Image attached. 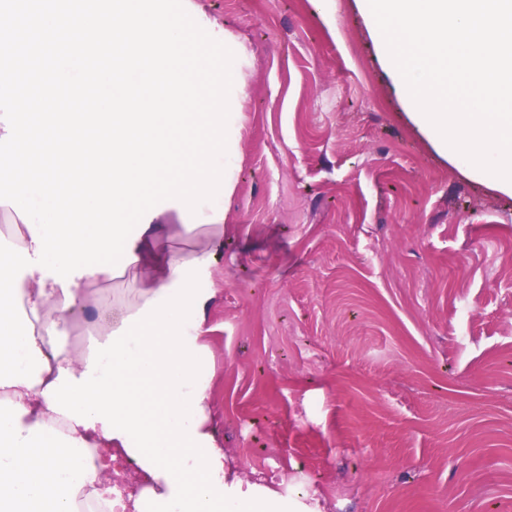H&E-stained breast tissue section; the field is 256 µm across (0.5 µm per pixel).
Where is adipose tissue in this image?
Listing matches in <instances>:
<instances>
[{"mask_svg": "<svg viewBox=\"0 0 512 512\" xmlns=\"http://www.w3.org/2000/svg\"><path fill=\"white\" fill-rule=\"evenodd\" d=\"M180 217L166 206L132 242L112 326L87 350L68 348L67 316L112 272L74 277L66 288L37 269L21 278V305L48 367L36 384L0 386V512H78L89 489L108 495L110 512H318L289 505L276 486L225 479L202 375L215 291L199 285L224 223L199 225L202 240L190 249L158 253V238ZM113 448L151 480L128 502L100 463Z\"/></svg>", "mask_w": 512, "mask_h": 512, "instance_id": "ef3b65f1", "label": "adipose tissue"}]
</instances>
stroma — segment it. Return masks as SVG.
<instances>
[{
	"instance_id": "1",
	"label": "stroma",
	"mask_w": 512,
	"mask_h": 512,
	"mask_svg": "<svg viewBox=\"0 0 512 512\" xmlns=\"http://www.w3.org/2000/svg\"><path fill=\"white\" fill-rule=\"evenodd\" d=\"M193 2L247 48L206 334L227 471L321 512H512V198L411 123L355 0Z\"/></svg>"
}]
</instances>
